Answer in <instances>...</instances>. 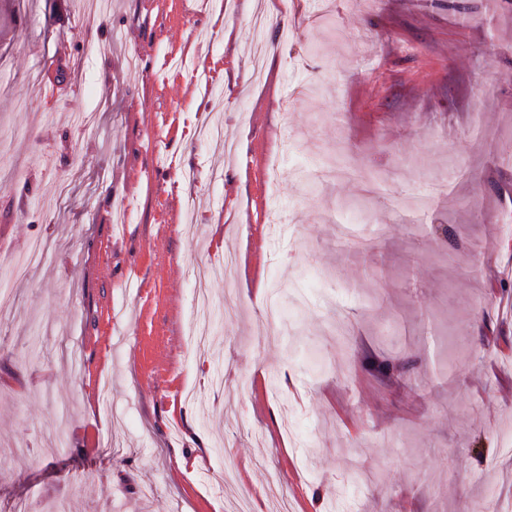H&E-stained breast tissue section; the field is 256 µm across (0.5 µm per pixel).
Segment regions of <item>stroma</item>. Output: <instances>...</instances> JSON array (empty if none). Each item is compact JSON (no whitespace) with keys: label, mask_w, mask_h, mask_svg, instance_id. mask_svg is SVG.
Segmentation results:
<instances>
[{"label":"stroma","mask_w":512,"mask_h":512,"mask_svg":"<svg viewBox=\"0 0 512 512\" xmlns=\"http://www.w3.org/2000/svg\"><path fill=\"white\" fill-rule=\"evenodd\" d=\"M465 2L0 0V253L49 244L0 327V512H232L228 470L251 512H512V0Z\"/></svg>","instance_id":"35a3bbf8"}]
</instances>
